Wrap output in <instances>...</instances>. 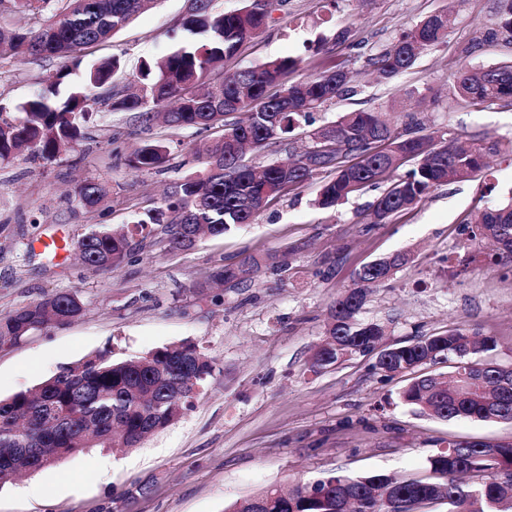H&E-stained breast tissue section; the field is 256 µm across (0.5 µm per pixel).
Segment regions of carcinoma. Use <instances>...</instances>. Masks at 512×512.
<instances>
[{
  "instance_id": "cac0c4a2",
  "label": "carcinoma",
  "mask_w": 512,
  "mask_h": 512,
  "mask_svg": "<svg viewBox=\"0 0 512 512\" xmlns=\"http://www.w3.org/2000/svg\"><path fill=\"white\" fill-rule=\"evenodd\" d=\"M20 11L39 17L33 29L0 30V56L59 57L62 65L18 106L15 117L0 103V160L19 156L51 161L62 148L83 138L81 125L98 106L138 112L146 122L162 116L171 128H220V135L198 155L200 169L171 187L165 207L151 209L137 224L164 225L168 253L187 250L197 235L221 236L233 226L251 224L283 184L321 183L315 204L330 209L353 193L398 174L372 204L370 223L392 218L422 201L439 185L470 178L482 171L491 153L512 154V139L442 132L432 137L422 127L398 128L378 112H342L336 120L309 131L307 150L295 159L274 161L257 170L242 163L233 143L264 148L286 139L310 114L349 92L347 74L337 65L320 63L310 80L273 88L296 69L297 58L277 56L217 77L224 62L241 45L268 27L273 0H243L241 7L212 10V0H188L187 15L174 33L172 49L141 61L138 92L121 98L96 96L121 66L116 56L91 63L80 52L99 45L129 25L154 0H12ZM487 28L486 41L512 45V0ZM451 20L429 15L401 30L396 40L369 59L383 79L410 69L421 52L445 42ZM459 104L512 102V65L462 68L455 83ZM245 111L243 120L224 124V114ZM168 147L144 141L129 166L136 171L160 167ZM106 184L87 180L75 197L85 208L108 196ZM465 265L484 260L512 269V203L482 211L464 228ZM126 232L92 227L77 242V259L97 270L115 271L136 249ZM398 254L390 263H369L355 276L356 287L330 307L325 342L312 356L314 370L344 358L373 351L383 331L359 319L367 292L408 264ZM266 266H283L279 255L222 266L209 275L213 282L241 283ZM86 311L75 292H56L0 317V346H16L37 331L74 321ZM496 347L465 327L432 334L387 348L378 368L390 374L414 372L439 357L457 359L453 375L415 377L400 393L401 402L419 416L439 420L512 423V365L475 354ZM214 372L211 358L199 344L186 340L155 348L141 356L112 359L104 349L62 368L32 390L0 398V486L22 473H33L89 448L105 445L115 451L139 446L149 435L179 420L191 409ZM443 500L448 512H512V443L481 440L448 444L427 460L421 475L339 472L291 488L270 486L224 512H418L421 505Z\"/></svg>"
}]
</instances>
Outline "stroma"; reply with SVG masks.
<instances>
[{
  "label": "stroma",
  "instance_id": "35a3bbf8",
  "mask_svg": "<svg viewBox=\"0 0 512 512\" xmlns=\"http://www.w3.org/2000/svg\"><path fill=\"white\" fill-rule=\"evenodd\" d=\"M187 9V0H157L89 57L118 55L123 67L108 91H123L144 58L161 54ZM499 0H283L266 31L246 41L226 72L270 57L299 58L286 84L312 77L315 46L349 72L355 96L315 112V125L350 110L392 113L398 125L512 138V105L461 108L455 74L464 66L512 61V46L484 41ZM449 11L445 43L424 52L390 81L375 78L368 58L401 29ZM346 31L345 44L334 37ZM58 59L0 57V98L28 100L36 82L55 73ZM72 150L46 162L18 157L0 162V317L42 296L79 292L86 314L0 348V397L33 388L96 351L115 358L142 355L191 340L215 362L205 389L178 421L115 454L92 448L0 487V512H222L225 505L270 485L288 486L337 471L421 472L428 457L453 441L512 443V424L442 421L416 416L399 394L407 380L376 368V354H356L310 371L326 337L336 296L354 285L361 266L396 252L410 262L367 296L360 314L385 330L383 347L464 326L493 337L488 359L512 365V274L494 265L459 264L463 225L512 198V160L490 156L473 178L438 186L391 223L368 226V187L333 209L314 206L319 185L288 191L254 224L193 249L165 253L162 227L150 224L134 239L139 249L114 272L68 259L57 265L41 248L53 233L69 242L92 226L122 228L162 206L168 188L196 171V150L212 131L145 123L133 112L92 116ZM169 148L163 171H134L129 155L142 139ZM84 179L107 182L110 194L96 210L75 200ZM284 253L286 271L261 269L251 280L198 290L216 266L267 252ZM38 484L37 495L25 494Z\"/></svg>",
  "mask_w": 512,
  "mask_h": 512
}]
</instances>
